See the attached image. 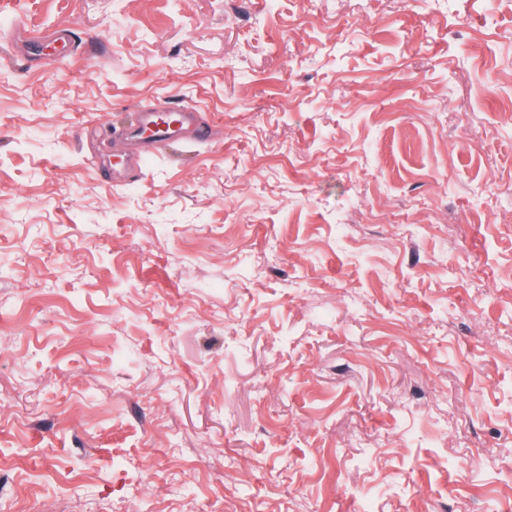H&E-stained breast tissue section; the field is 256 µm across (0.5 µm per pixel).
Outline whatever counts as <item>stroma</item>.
<instances>
[{"instance_id": "1", "label": "stroma", "mask_w": 512, "mask_h": 512, "mask_svg": "<svg viewBox=\"0 0 512 512\" xmlns=\"http://www.w3.org/2000/svg\"><path fill=\"white\" fill-rule=\"evenodd\" d=\"M508 500L512 0H0V512ZM171 113L174 121L178 124L181 118L190 115L194 111L188 106L184 105L182 101L177 98H170L164 104L146 106L133 113L129 120L134 121L128 126L114 127L112 129V141L119 143L122 146L131 145L133 150L126 154L127 164L130 169L138 167L142 155L149 151L154 143L156 146L165 141L163 137L147 139L138 134L142 128L156 126L160 120L162 113Z\"/></svg>"}]
</instances>
